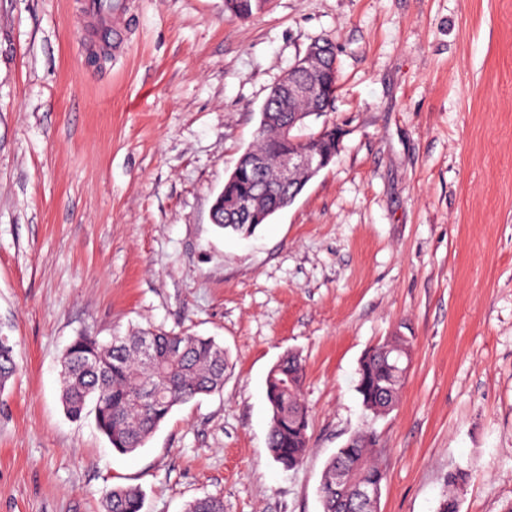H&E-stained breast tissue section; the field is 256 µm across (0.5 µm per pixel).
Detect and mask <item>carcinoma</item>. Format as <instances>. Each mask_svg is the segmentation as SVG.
<instances>
[{
	"mask_svg": "<svg viewBox=\"0 0 512 512\" xmlns=\"http://www.w3.org/2000/svg\"><path fill=\"white\" fill-rule=\"evenodd\" d=\"M267 0H224V11L247 19L262 10ZM333 99L267 97L261 115L276 112H311L319 118L330 111ZM304 126L281 130L260 121L253 143L243 152L234 170L224 180V201L247 197L254 202L253 214L240 222L218 212V227L248 235L278 211L277 203L291 193H301L309 176L300 174L294 184L284 187L277 180L280 155L308 148L329 159L341 146L342 131L323 122L305 135ZM155 343L156 365L147 368L140 360V341ZM410 349V340L398 334L371 347L358 368L356 391L363 406L381 415L397 401L404 377L399 368ZM64 387L61 403L72 419L82 417L87 401L95 402L99 431L111 448L125 455L145 446L166 421L173 408L200 395L220 391L224 386V347L210 337L162 328H133L107 342L96 336L75 337L62 355ZM17 363L10 336L0 333V392L15 375ZM304 366L298 354H284L270 369L266 398L271 422L268 448L273 459L286 469L299 466L308 450L309 409L302 395ZM372 432L350 438L326 463L319 494L323 512H375L358 495L363 486L382 487L384 469L374 459ZM106 512H141L143 498L131 486L115 485L105 492ZM185 512H224V500L216 496L196 498Z\"/></svg>",
	"mask_w": 512,
	"mask_h": 512,
	"instance_id": "1",
	"label": "carcinoma"
}]
</instances>
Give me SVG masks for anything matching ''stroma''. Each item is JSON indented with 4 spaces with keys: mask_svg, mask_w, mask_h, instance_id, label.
<instances>
[{
    "mask_svg": "<svg viewBox=\"0 0 512 512\" xmlns=\"http://www.w3.org/2000/svg\"><path fill=\"white\" fill-rule=\"evenodd\" d=\"M78 0H0V512H142L203 496L224 512H322L327 460L373 431L378 512L512 507V0H135L134 43L86 53ZM336 44L332 162L241 238L211 222L260 109L315 40ZM212 336L222 392L113 452L68 419L61 356L82 333ZM412 338L394 408L365 410V352ZM304 364L309 449L268 450L265 396ZM465 479L449 487V473ZM268 0H224V10L240 19H247L261 11ZM17 363L14 344L10 336L0 333V392L4 391L8 381L15 375ZM105 508L106 512H141L143 498L134 487L115 485L105 492Z\"/></svg>",
    "mask_w": 512,
    "mask_h": 512,
    "instance_id": "35a3bbf8",
    "label": "stroma"
}]
</instances>
